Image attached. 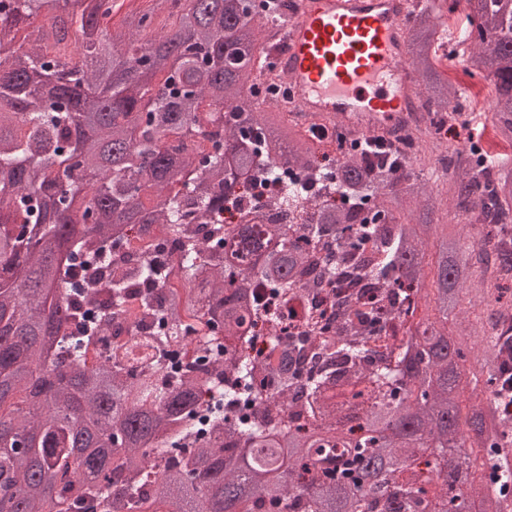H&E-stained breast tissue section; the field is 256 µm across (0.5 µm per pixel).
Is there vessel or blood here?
<instances>
[{"label":"vessel or blood","instance_id":"1","mask_svg":"<svg viewBox=\"0 0 512 512\" xmlns=\"http://www.w3.org/2000/svg\"><path fill=\"white\" fill-rule=\"evenodd\" d=\"M409 9L408 0H293L260 76L293 88L289 107L302 121L402 132L422 104L404 36Z\"/></svg>","mask_w":512,"mask_h":512}]
</instances>
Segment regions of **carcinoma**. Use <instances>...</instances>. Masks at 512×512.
I'll use <instances>...</instances> for the list:
<instances>
[{
  "label": "carcinoma",
  "mask_w": 512,
  "mask_h": 512,
  "mask_svg": "<svg viewBox=\"0 0 512 512\" xmlns=\"http://www.w3.org/2000/svg\"><path fill=\"white\" fill-rule=\"evenodd\" d=\"M0 0V512H512V417L497 413L500 318L512 311V161L488 170L464 147L427 155L448 172L455 215L439 224V191L423 171L398 172L347 152L346 195L383 215L369 235L380 261L355 258L360 207L325 204L315 224H208L243 180L273 165L309 167L300 131L254 98L264 0H147L112 23L116 0ZM466 41L449 61L494 91L488 120L512 145V10L465 0ZM410 63L436 113L458 89L437 49L443 5H412ZM29 28L28 48H15ZM90 126L87 136L82 125ZM211 143V148L204 143ZM172 224L188 254L192 296L168 292L166 261L103 259L130 233ZM207 253L200 263L195 254ZM105 289L99 329L158 307L165 341L224 336L160 384L135 347L89 368L68 333L86 260ZM320 268L398 288L429 314L397 355H379L350 321L280 354H246L259 276L288 290ZM307 379L297 377L305 360ZM254 395L236 421L233 406ZM308 413L305 426L272 412Z\"/></svg>",
  "instance_id": "obj_1"
}]
</instances>
